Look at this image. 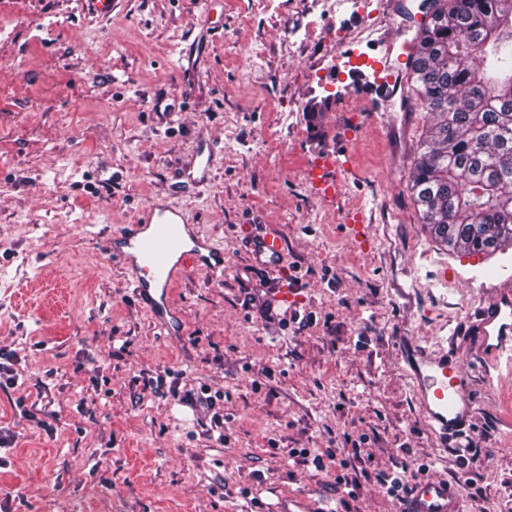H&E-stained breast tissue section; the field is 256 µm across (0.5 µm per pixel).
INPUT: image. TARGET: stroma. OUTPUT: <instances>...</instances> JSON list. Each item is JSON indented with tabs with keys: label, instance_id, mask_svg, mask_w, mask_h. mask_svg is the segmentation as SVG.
Returning <instances> with one entry per match:
<instances>
[{
	"label": "stroma",
	"instance_id": "35a3bbf8",
	"mask_svg": "<svg viewBox=\"0 0 512 512\" xmlns=\"http://www.w3.org/2000/svg\"><path fill=\"white\" fill-rule=\"evenodd\" d=\"M401 21L384 0H0V512H400L378 481L400 470L512 512V356L489 366L473 326L512 248L437 243L409 191L425 109L332 79L361 25ZM155 205L227 261L186 263L170 336L103 248ZM415 350L466 365L456 444Z\"/></svg>",
	"mask_w": 512,
	"mask_h": 512
}]
</instances>
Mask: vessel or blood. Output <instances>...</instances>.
<instances>
[{
  "mask_svg": "<svg viewBox=\"0 0 512 512\" xmlns=\"http://www.w3.org/2000/svg\"><path fill=\"white\" fill-rule=\"evenodd\" d=\"M414 42L402 32L389 34L382 51L364 56L353 74L365 83L369 94L388 104L405 99L408 63ZM185 216L168 208H151L143 221L119 233L118 243H107L113 260L128 267L135 275V294L164 329L171 330L168 290L177 280L180 265L173 257L181 252L180 232ZM195 264L213 273H223L224 253L210 243L201 242L189 253ZM480 347L490 359H497L512 349V290L499 296L479 312ZM410 366L417 382V395L433 431L442 441L457 438L473 417V402L464 364L445 355L412 354ZM460 485L455 481L421 480L412 488L402 512H459Z\"/></svg>",
  "mask_w": 512,
  "mask_h": 512,
  "instance_id": "vessel-or-blood-1",
  "label": "vessel or blood"
}]
</instances>
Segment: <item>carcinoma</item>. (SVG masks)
Here are the masks:
<instances>
[{"mask_svg":"<svg viewBox=\"0 0 512 512\" xmlns=\"http://www.w3.org/2000/svg\"><path fill=\"white\" fill-rule=\"evenodd\" d=\"M409 74L431 124L410 190L448 250L512 248V0H431Z\"/></svg>","mask_w":512,"mask_h":512,"instance_id":"obj_1","label":"carcinoma"}]
</instances>
